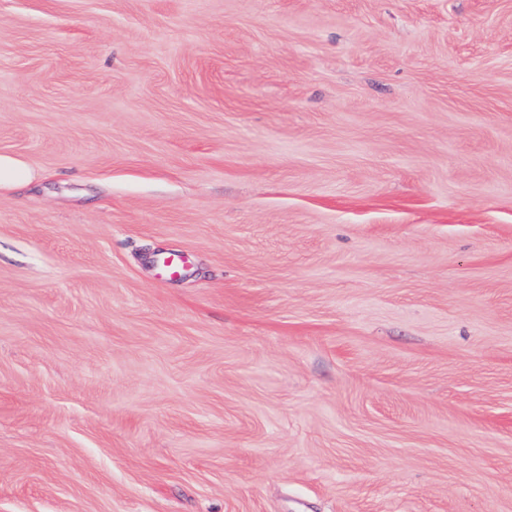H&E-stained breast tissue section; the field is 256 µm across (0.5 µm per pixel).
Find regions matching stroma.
<instances>
[{"label": "stroma", "instance_id": "obj_1", "mask_svg": "<svg viewBox=\"0 0 512 512\" xmlns=\"http://www.w3.org/2000/svg\"><path fill=\"white\" fill-rule=\"evenodd\" d=\"M0 155V512H512V0H0ZM34 176L30 166L22 160L0 156V188H14L32 181Z\"/></svg>", "mask_w": 512, "mask_h": 512}]
</instances>
